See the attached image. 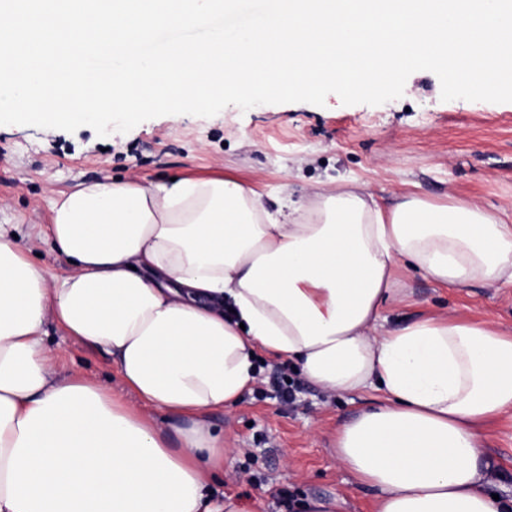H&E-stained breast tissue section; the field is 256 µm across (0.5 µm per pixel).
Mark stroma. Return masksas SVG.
<instances>
[{"label":"stroma","instance_id":"35a3bbf8","mask_svg":"<svg viewBox=\"0 0 512 512\" xmlns=\"http://www.w3.org/2000/svg\"><path fill=\"white\" fill-rule=\"evenodd\" d=\"M133 177L143 183L165 178L233 176L264 193L269 210L280 198H300L313 187L355 179L380 195L413 192L444 201H475L512 211V102L441 98L438 77L411 74L400 98L380 105L264 104L217 115H164L130 132L98 136L83 126L69 133L0 125V224H43L48 189L79 181ZM412 307L391 312L390 322L426 311H457L512 330V287L440 288L409 276ZM61 373L80 371L129 405L112 358L49 328ZM254 391L212 417L224 431V493L256 499L264 512H299V503L336 494L347 512H372L374 492L356 485L331 455L337 424L380 399L368 389L332 395L308 385L291 366L261 358ZM289 379L292 404H281L269 384ZM480 459L490 489L512 497V412L484 432Z\"/></svg>","mask_w":512,"mask_h":512}]
</instances>
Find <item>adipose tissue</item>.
I'll return each mask as SVG.
<instances>
[{
    "mask_svg": "<svg viewBox=\"0 0 512 512\" xmlns=\"http://www.w3.org/2000/svg\"><path fill=\"white\" fill-rule=\"evenodd\" d=\"M51 275L0 224V512H258L225 500L211 413L252 392L258 352L322 390L384 399L339 423L336 461L373 512H512L479 466L512 410V335L447 311L392 326L402 270L512 286V215L379 197L354 180L268 210L233 177L50 190ZM109 354L129 406L60 373L47 328Z\"/></svg>",
    "mask_w": 512,
    "mask_h": 512,
    "instance_id": "1",
    "label": "adipose tissue"
}]
</instances>
